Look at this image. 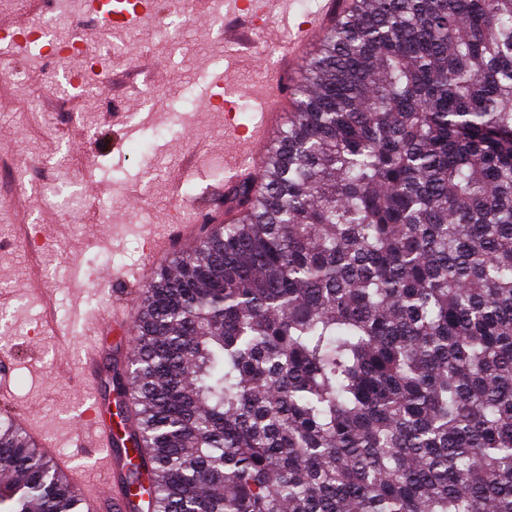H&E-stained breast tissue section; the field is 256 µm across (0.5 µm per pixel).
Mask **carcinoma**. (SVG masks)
<instances>
[{
  "mask_svg": "<svg viewBox=\"0 0 512 512\" xmlns=\"http://www.w3.org/2000/svg\"><path fill=\"white\" fill-rule=\"evenodd\" d=\"M112 377L154 512H512V0H355ZM0 420V512H80Z\"/></svg>",
  "mask_w": 512,
  "mask_h": 512,
  "instance_id": "carcinoma-1",
  "label": "carcinoma"
}]
</instances>
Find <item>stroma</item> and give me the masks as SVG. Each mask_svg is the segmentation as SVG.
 Instances as JSON below:
<instances>
[{
  "label": "stroma",
  "instance_id": "obj_1",
  "mask_svg": "<svg viewBox=\"0 0 512 512\" xmlns=\"http://www.w3.org/2000/svg\"><path fill=\"white\" fill-rule=\"evenodd\" d=\"M61 11L55 35L63 41L78 31V53L59 58L12 48L6 60L23 77H0V314L13 327L8 347L16 357L13 401L0 413H22L71 468L101 484L111 475L74 421L84 402L97 399L109 409L113 398L77 374L84 344L71 305L81 303L91 313L110 306L115 296L103 289V272L136 269L151 234L182 223L184 211L238 163L223 112L199 101L207 75L223 73L233 46L224 37L227 19L218 0H159L157 14L108 37L87 16L84 0H65ZM175 11L182 22L176 44L158 32ZM46 17L35 0H0V29L24 33ZM107 38L119 46L110 57L101 51ZM62 72L82 78L86 91L63 95L56 84ZM267 74L265 65L249 62L232 71L239 126L257 120L248 92ZM140 111L153 112V124L138 139L124 140V118ZM18 160L27 166L21 194L11 183ZM91 162L108 183L105 218L81 177ZM53 185L71 186L82 196V214L68 218L49 204L45 193ZM75 265L90 271L89 282H70ZM62 330L72 333L65 348L58 339Z\"/></svg>",
  "mask_w": 512,
  "mask_h": 512
}]
</instances>
